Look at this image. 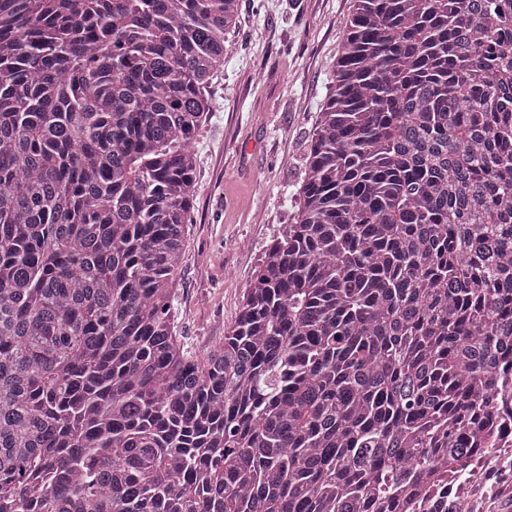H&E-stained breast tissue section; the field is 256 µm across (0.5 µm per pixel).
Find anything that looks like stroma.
Wrapping results in <instances>:
<instances>
[{"mask_svg": "<svg viewBox=\"0 0 512 512\" xmlns=\"http://www.w3.org/2000/svg\"><path fill=\"white\" fill-rule=\"evenodd\" d=\"M353 0H240L215 108L199 129L190 233L173 299L185 353L234 324L266 250L296 205L306 147Z\"/></svg>", "mask_w": 512, "mask_h": 512, "instance_id": "obj_1", "label": "stroma"}]
</instances>
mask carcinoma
Returning <instances> with one entry per match:
<instances>
[{
	"label": "carcinoma",
	"mask_w": 512,
	"mask_h": 512,
	"mask_svg": "<svg viewBox=\"0 0 512 512\" xmlns=\"http://www.w3.org/2000/svg\"><path fill=\"white\" fill-rule=\"evenodd\" d=\"M224 341L171 302L239 0H0V512H438L512 365V0H354Z\"/></svg>",
	"instance_id": "carcinoma-1"
}]
</instances>
